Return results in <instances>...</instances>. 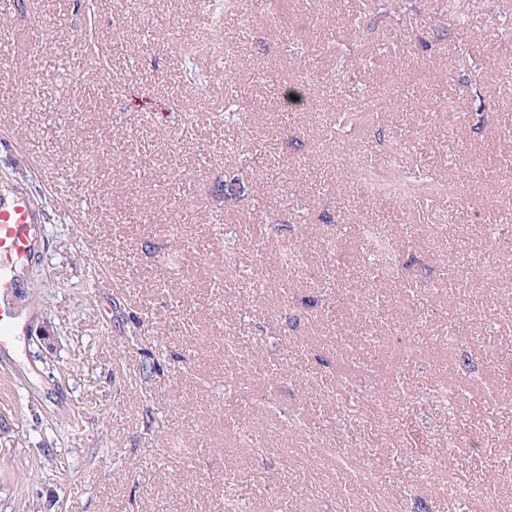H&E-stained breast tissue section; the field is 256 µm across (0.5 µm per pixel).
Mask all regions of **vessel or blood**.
Instances as JSON below:
<instances>
[{
	"mask_svg": "<svg viewBox=\"0 0 512 512\" xmlns=\"http://www.w3.org/2000/svg\"><path fill=\"white\" fill-rule=\"evenodd\" d=\"M42 233L41 213L27 196H0V354L15 346L20 312L14 299L26 286Z\"/></svg>",
	"mask_w": 512,
	"mask_h": 512,
	"instance_id": "1",
	"label": "vessel or blood"
}]
</instances>
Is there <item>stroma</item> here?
Returning <instances> with one entry per match:
<instances>
[{
	"mask_svg": "<svg viewBox=\"0 0 512 512\" xmlns=\"http://www.w3.org/2000/svg\"><path fill=\"white\" fill-rule=\"evenodd\" d=\"M248 4L217 25L198 0H96L92 15L0 0V35L30 36L0 77V190L26 191L46 227L0 368V512H232L244 485L247 512L512 498V250L493 246L512 194V0H478L465 31L438 0L397 22L377 0ZM461 42L486 66L479 90L449 65ZM346 48L377 103L358 143L330 137L345 96L326 75ZM303 69L311 106L292 111L282 92ZM229 72L249 154L232 200L218 184L238 158L207 120ZM399 142L454 191L371 197L355 167ZM284 222L304 259L289 274ZM362 224L393 238L398 277H370ZM452 247L466 275L443 266ZM343 366L387 420L337 400ZM430 381L461 387L455 410ZM297 413L314 434L290 430ZM450 448V471L433 468Z\"/></svg>",
	"mask_w": 512,
	"mask_h": 512,
	"instance_id": "35a3bbf8",
	"label": "stroma"
}]
</instances>
